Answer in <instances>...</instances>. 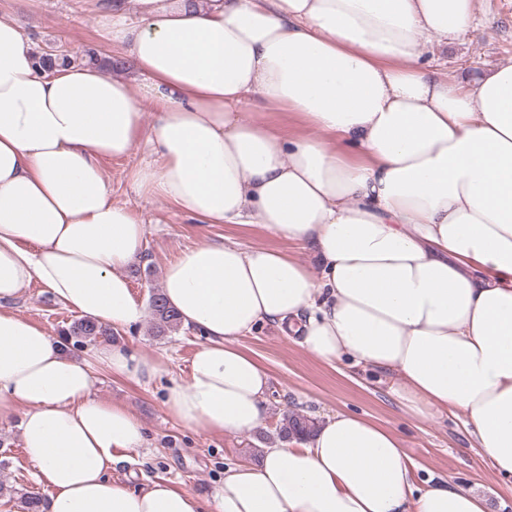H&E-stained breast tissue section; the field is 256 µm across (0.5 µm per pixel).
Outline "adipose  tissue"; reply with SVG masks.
Listing matches in <instances>:
<instances>
[{"label":"adipose tissue","mask_w":512,"mask_h":512,"mask_svg":"<svg viewBox=\"0 0 512 512\" xmlns=\"http://www.w3.org/2000/svg\"><path fill=\"white\" fill-rule=\"evenodd\" d=\"M135 4L137 23L123 0L108 19L135 84L97 65L44 71L0 20V422L20 419L43 512H489L448 481L416 486L398 436L347 411L228 468L206 498L112 480L147 441L128 408L94 396L96 371L147 382L162 362L109 343L70 356L10 304L36 281L97 324L139 322L127 271L145 225L113 202L101 161L141 146L136 194L294 247L203 242L166 265L165 299L204 338L165 387L173 419L261 427L269 375L238 341L272 322L321 360L393 373L413 416L459 418L512 479V62L451 79L421 61L423 38L476 28L477 0ZM253 97L301 130L246 119Z\"/></svg>","instance_id":"obj_1"}]
</instances>
